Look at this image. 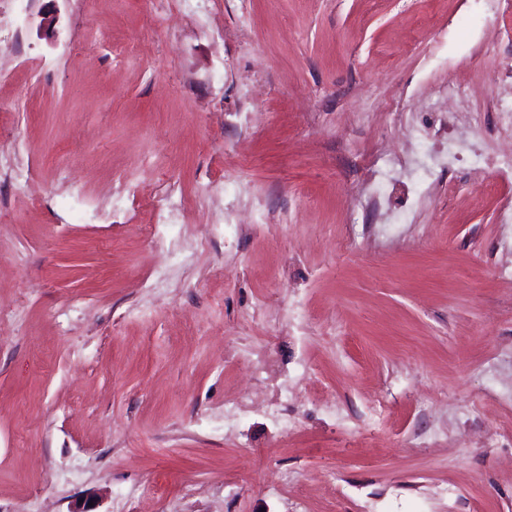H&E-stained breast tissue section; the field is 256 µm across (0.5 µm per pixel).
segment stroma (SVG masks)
<instances>
[{
    "label": "stroma",
    "instance_id": "obj_1",
    "mask_svg": "<svg viewBox=\"0 0 512 512\" xmlns=\"http://www.w3.org/2000/svg\"><path fill=\"white\" fill-rule=\"evenodd\" d=\"M2 50L0 512H512V0H0Z\"/></svg>",
    "mask_w": 512,
    "mask_h": 512
}]
</instances>
